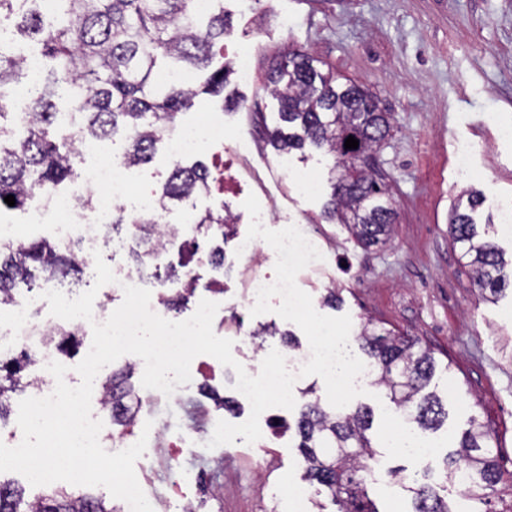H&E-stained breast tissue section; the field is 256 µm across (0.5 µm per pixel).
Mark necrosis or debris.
<instances>
[{"label": "necrosis or debris", "mask_w": 512, "mask_h": 512, "mask_svg": "<svg viewBox=\"0 0 512 512\" xmlns=\"http://www.w3.org/2000/svg\"><path fill=\"white\" fill-rule=\"evenodd\" d=\"M200 123L203 130L199 133L177 126L162 128L161 136L173 158L198 154L223 143L229 135L219 120L204 117ZM135 178L132 166L121 160H91L82 171L83 186L93 193L91 203H83L76 192L47 193L28 210L25 222L32 229L48 228L53 242L76 247L81 264L93 265L94 251L109 250L113 234H122L129 239L134 236L132 225L113 224L112 219L119 209L129 207L139 214L157 211V201L152 194L135 192ZM111 312V305L100 301L93 305V321L76 319L69 322L31 306L27 297L20 294L0 304V336L10 340L13 346L29 349L34 354V373L28 396L46 397L55 389L56 381L46 366L58 360L59 354L49 342V334L71 327L82 336H91L92 322L106 321Z\"/></svg>", "instance_id": "necrosis-or-debris-1"}]
</instances>
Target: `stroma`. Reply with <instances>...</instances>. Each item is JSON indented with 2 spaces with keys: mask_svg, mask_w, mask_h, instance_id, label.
<instances>
[{
  "mask_svg": "<svg viewBox=\"0 0 512 512\" xmlns=\"http://www.w3.org/2000/svg\"><path fill=\"white\" fill-rule=\"evenodd\" d=\"M238 44L253 55L248 80L232 79L230 89L245 108L227 106L203 95L194 110L182 113L180 126H195L199 113L216 112L231 135L225 152L241 149L237 168L252 186L270 218L297 223L323 254L319 268L297 277L317 312L350 316L352 333L371 321L418 339L433 350L438 368L430 390L446 395L453 380L466 416L488 422L492 442L506 469L512 470V284L489 301L482 297L465 258L448 234L452 208L465 191L483 196L479 221L489 240L512 256V237L494 224L512 208V0H227ZM295 43L305 47L338 76L377 95L392 115L391 134L378 163L391 187L396 219L391 239L382 247L362 248L346 226L326 220L332 193L330 162L312 147L292 151L293 167L312 171L314 194L297 191L277 168V153L265 131L278 124L280 104L263 89L264 55ZM471 146V170L462 174L457 154ZM231 225L224 266L196 263L202 279L224 282V312L213 331L233 340V355L243 366L260 370L267 353L288 354L281 334L292 331L301 349L309 343L296 324L273 312L246 321L241 284L249 269L274 267L275 258L235 256L232 239L247 232ZM337 302H324L328 292ZM276 325L262 349L238 340L237 327ZM234 371L225 368L209 389L188 383L177 399L141 413L151 422L148 447L135 463L138 480L154 488L153 512H181L169 500L171 481L188 480L198 469L208 472L201 512H298L292 492L305 489L303 460L294 432L275 437L263 431L255 443L208 448L218 421L245 422L251 412L241 402L238 413L222 410L219 398L234 396ZM196 410L202 431L183 434L189 410ZM180 442L182 465L169 471L156 449Z\"/></svg>",
  "mask_w": 512,
  "mask_h": 512,
  "instance_id": "1",
  "label": "stroma"
}]
</instances>
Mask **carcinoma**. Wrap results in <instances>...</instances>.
I'll return each instance as SVG.
<instances>
[{
    "mask_svg": "<svg viewBox=\"0 0 512 512\" xmlns=\"http://www.w3.org/2000/svg\"><path fill=\"white\" fill-rule=\"evenodd\" d=\"M40 0H0V14L17 19V31L40 45V80L30 93L23 131L15 132L3 122L15 117L13 107L0 99V213L27 211L37 190L58 191L61 184L78 176L74 144L102 140L123 130L129 146L123 159L139 167L150 163L159 143L158 132L177 121L193 107L202 93L224 95L229 71L212 67L224 55V35L232 31L224 17L222 0L202 26L193 13L192 0H55V21L45 23L34 8ZM307 51L288 47L269 58L264 90L281 101L283 126L270 133L276 151L289 153L312 145L334 159L332 193L324 213L347 224L359 244L370 247L389 240L394 210L389 188L368 165L391 132L389 113L377 96L360 85L338 82L336 73L321 71ZM199 71V85L177 80L162 85L156 75L162 70ZM26 77L22 59L0 54V88L21 83ZM65 97L69 111L80 120L69 123L58 138L59 112L54 99ZM358 148L344 146L348 137ZM208 165L198 160L189 166L173 165L156 199L161 207L173 208L210 187ZM12 195L15 205L4 202ZM482 204L478 195L456 206L449 224L454 245L468 258L467 266L481 293L495 297L504 290L507 272L498 247L478 230L474 213ZM231 216L224 210L207 209L195 216L197 230L226 226ZM138 225L140 242L151 255L163 236L159 216H128ZM81 265L69 250L48 240L15 248L0 246V298L31 287L37 279L51 282L80 272ZM368 358L370 382L385 390L393 410L405 416L422 432H434L448 417L446 405L428 386L436 371L430 348L417 341L365 323L356 337ZM33 358L20 356L0 365V419L8 409L10 394L26 387L23 372ZM134 368L125 365L112 371V424L124 423L122 398ZM373 411L366 406L328 411L319 400L303 405L295 424L297 448L305 465V480L315 487V496L326 495L336 512H380L369 496L380 453L367 431ZM493 429L473 416L457 449L443 461L444 482L459 484L466 473V499L487 506L484 512H512V500L502 508H489L500 488L512 483V472L497 461L491 447ZM394 468L389 476L408 493L411 512H454L448 498L423 479L403 475ZM0 512H121L112 502L88 494H76L56 485L44 486L43 494L25 500V489L0 481Z\"/></svg>",
    "mask_w": 512,
    "mask_h": 512,
    "instance_id": "cac0c4a2",
    "label": "carcinoma"
}]
</instances>
